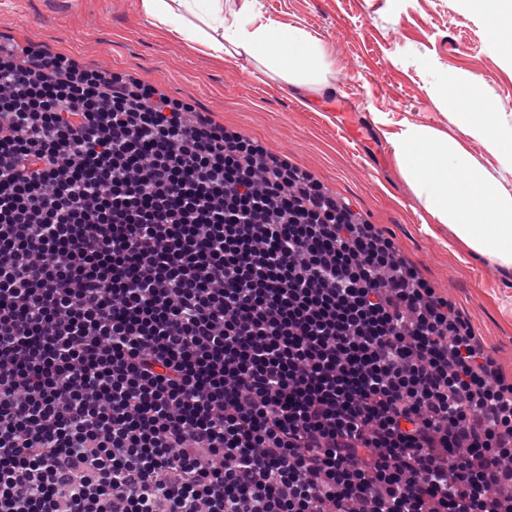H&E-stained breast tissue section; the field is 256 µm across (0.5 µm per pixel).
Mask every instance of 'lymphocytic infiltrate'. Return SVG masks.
<instances>
[{
    "instance_id": "obj_1",
    "label": "lymphocytic infiltrate",
    "mask_w": 512,
    "mask_h": 512,
    "mask_svg": "<svg viewBox=\"0 0 512 512\" xmlns=\"http://www.w3.org/2000/svg\"><path fill=\"white\" fill-rule=\"evenodd\" d=\"M0 512H512V383L321 183L0 55Z\"/></svg>"
}]
</instances>
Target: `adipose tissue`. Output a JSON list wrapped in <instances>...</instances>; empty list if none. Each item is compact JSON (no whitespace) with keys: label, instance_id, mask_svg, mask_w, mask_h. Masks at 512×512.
Masks as SVG:
<instances>
[{"label":"adipose tissue","instance_id":"1","mask_svg":"<svg viewBox=\"0 0 512 512\" xmlns=\"http://www.w3.org/2000/svg\"><path fill=\"white\" fill-rule=\"evenodd\" d=\"M146 21L188 40L200 53L243 58L261 81L278 77L304 93L323 82L329 61L310 31L265 16L261 0H140ZM448 135L425 123L402 122L388 142L398 173L418 206L447 226L455 244L492 266L512 268V124L470 91L448 101ZM479 143L501 163L495 177L467 148Z\"/></svg>","mask_w":512,"mask_h":512}]
</instances>
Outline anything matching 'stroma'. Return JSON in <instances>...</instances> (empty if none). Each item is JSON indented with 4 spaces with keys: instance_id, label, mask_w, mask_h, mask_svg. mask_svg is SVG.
I'll return each instance as SVG.
<instances>
[{
    "instance_id": "obj_1",
    "label": "stroma",
    "mask_w": 512,
    "mask_h": 512,
    "mask_svg": "<svg viewBox=\"0 0 512 512\" xmlns=\"http://www.w3.org/2000/svg\"><path fill=\"white\" fill-rule=\"evenodd\" d=\"M267 16L307 28L332 66L296 101L280 80L250 79L240 62L176 41L138 0H0V43L35 44L134 77L192 103L225 128L310 171L366 223L394 238L419 275L448 296L512 381V273L423 229L386 137L405 120L456 129L447 101L469 87L512 114V55L471 0H262ZM352 111L337 110V97Z\"/></svg>"
}]
</instances>
